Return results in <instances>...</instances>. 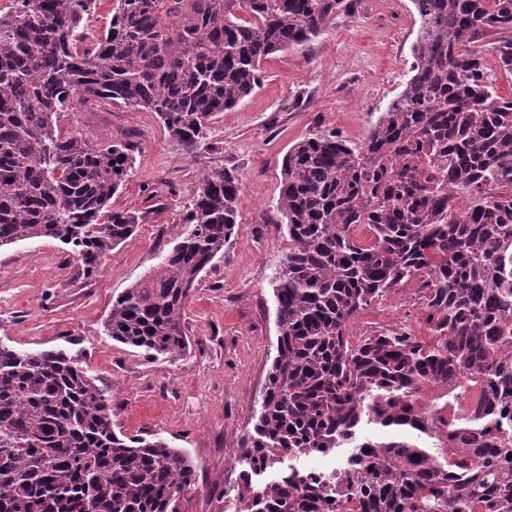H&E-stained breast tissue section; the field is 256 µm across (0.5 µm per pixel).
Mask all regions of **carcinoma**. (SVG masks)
Here are the masks:
<instances>
[{
	"instance_id": "carcinoma-1",
	"label": "carcinoma",
	"mask_w": 512,
	"mask_h": 512,
	"mask_svg": "<svg viewBox=\"0 0 512 512\" xmlns=\"http://www.w3.org/2000/svg\"><path fill=\"white\" fill-rule=\"evenodd\" d=\"M353 2L116 0L96 36V0H12L0 13V247L55 239L97 272L138 224L107 209L133 154L59 134V115L120 101L156 113L192 155L212 114L258 85L266 57L305 45ZM410 2L411 76L365 142L313 134L283 159L276 354L233 447L235 464L261 468L224 477L235 512H512V195L483 191L512 183V98L471 46L501 34L499 71L512 77V0ZM421 167L448 183L419 199ZM241 183L232 170L202 177L181 240L112 299L107 335L152 357L188 350L186 304L238 224ZM359 224L373 243L352 234ZM411 281L423 285L429 339L347 338L352 317ZM431 384L448 386L456 418L428 422ZM110 420L79 355L0 346V512H179L192 460ZM370 426L418 441H374ZM313 448L348 449L334 497L285 464Z\"/></svg>"
}]
</instances>
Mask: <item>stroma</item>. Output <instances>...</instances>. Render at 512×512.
<instances>
[{
  "label": "stroma",
  "mask_w": 512,
  "mask_h": 512,
  "mask_svg": "<svg viewBox=\"0 0 512 512\" xmlns=\"http://www.w3.org/2000/svg\"><path fill=\"white\" fill-rule=\"evenodd\" d=\"M419 22L410 0H356L303 49L277 52L261 82L234 109L215 113L188 156L158 117L110 100L78 104L58 121L97 145H128L134 167L109 207L138 217L137 230L89 274L60 242L40 238L0 247V345L23 352L81 353V366L110 401L114 429L153 434L186 452L197 482L181 512H224L219 451L252 426L275 352L270 276L288 251L275 208L288 149L316 131L363 142L409 77ZM242 179L239 222L202 272L185 310L190 340L179 356L149 357L107 336L112 299L156 270L182 231L202 175ZM426 336L420 292L409 284L352 318L350 338L380 329Z\"/></svg>",
  "instance_id": "obj_1"
}]
</instances>
